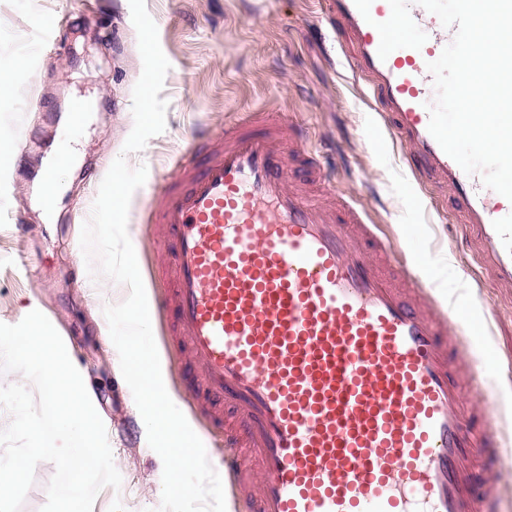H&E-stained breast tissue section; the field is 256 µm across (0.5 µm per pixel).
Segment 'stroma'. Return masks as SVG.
<instances>
[{"label": "stroma", "mask_w": 512, "mask_h": 512, "mask_svg": "<svg viewBox=\"0 0 512 512\" xmlns=\"http://www.w3.org/2000/svg\"><path fill=\"white\" fill-rule=\"evenodd\" d=\"M145 2L171 63L162 91L166 128L126 155L142 73L129 0H0V68L16 73L0 97V134L11 137L18 156L0 166V323L41 311L83 377L123 478L120 489L98 493L93 512H157L163 463L143 436L103 313L129 289L89 277L81 227L119 155L130 167L146 165L128 234L147 296L164 297L166 242L153 221L163 184L197 129L223 133L247 110L304 131L337 196L362 207L375 232L396 245L393 265L421 255L437 299L471 303L475 327L464 351L473 373L490 376L496 426L512 428V287L485 269L452 189L430 187L409 167L376 94L349 64L348 40L328 17L326 0ZM78 100L89 112L77 125L68 112ZM71 148L76 161L60 173L69 189L45 219L33 197L43 160ZM152 330L167 392L218 464L224 436L210 429L186 381L166 311L154 314Z\"/></svg>", "instance_id": "stroma-1"}]
</instances>
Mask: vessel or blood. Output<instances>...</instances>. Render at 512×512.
<instances>
[{
  "label": "vessel or blood",
  "instance_id": "vessel-or-blood-1",
  "mask_svg": "<svg viewBox=\"0 0 512 512\" xmlns=\"http://www.w3.org/2000/svg\"><path fill=\"white\" fill-rule=\"evenodd\" d=\"M420 174L453 188L496 277L512 285V201L467 175L428 130V62L454 28L411 4L427 40L380 59L372 0H327ZM302 129L243 113L211 156L189 153L161 191L158 223L173 238L174 331L202 392L230 413L224 479L251 512H499L500 440L460 378L456 326L468 304L442 309L425 282L381 270L390 242L348 201L307 199L302 173L328 191ZM292 153H284V143ZM482 452L474 468L469 460Z\"/></svg>",
  "mask_w": 512,
  "mask_h": 512
}]
</instances>
